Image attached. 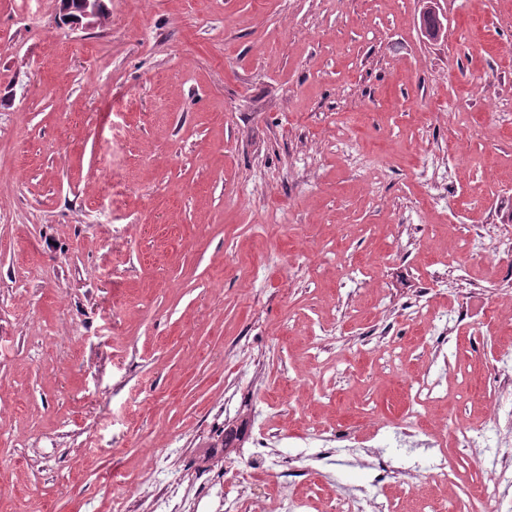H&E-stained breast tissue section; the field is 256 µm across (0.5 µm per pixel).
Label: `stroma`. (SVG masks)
<instances>
[{
  "label": "stroma",
  "instance_id": "1",
  "mask_svg": "<svg viewBox=\"0 0 512 512\" xmlns=\"http://www.w3.org/2000/svg\"><path fill=\"white\" fill-rule=\"evenodd\" d=\"M106 5L0 0V512H121L206 473L228 412L370 438L399 512L446 455L442 512H478L452 426L512 460V0ZM423 374L439 448L397 429ZM373 476L261 479L324 512ZM100 3V0H80L77 8L72 0H61L60 12L65 15L72 12L71 15L67 16L68 22L74 23L76 21L81 23L85 20V26L93 28L98 25Z\"/></svg>",
  "mask_w": 512,
  "mask_h": 512
}]
</instances>
